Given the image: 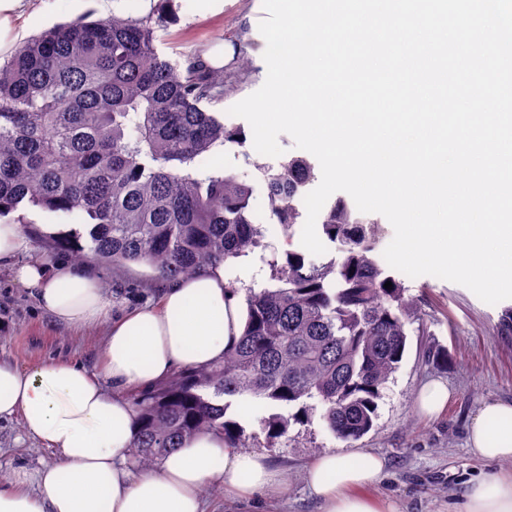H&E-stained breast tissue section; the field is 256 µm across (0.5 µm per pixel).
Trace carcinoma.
I'll return each instance as SVG.
<instances>
[{"label":"carcinoma","mask_w":512,"mask_h":512,"mask_svg":"<svg viewBox=\"0 0 512 512\" xmlns=\"http://www.w3.org/2000/svg\"><path fill=\"white\" fill-rule=\"evenodd\" d=\"M175 13L165 0L145 14L60 24L0 65V220L25 224L35 209L72 218L86 233L42 231L46 248L116 268L145 265L162 282L260 246L251 185L217 169L192 172L196 160L246 134L212 111L226 93L224 70L203 68L193 53L182 63L157 53L158 32ZM312 178L305 158L266 174L268 205L283 228L297 224L299 194ZM321 231L342 259L296 249L272 259L274 285L249 291L243 332L224 360L132 395L143 467L202 433L247 447L244 426L230 416L244 396L274 409L261 420L270 443L316 417L342 440L373 429L416 312L378 253L379 224L340 199Z\"/></svg>","instance_id":"carcinoma-1"}]
</instances>
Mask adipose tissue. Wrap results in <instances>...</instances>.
I'll return each mask as SVG.
<instances>
[{
    "label": "adipose tissue",
    "instance_id": "ef3b65f1",
    "mask_svg": "<svg viewBox=\"0 0 512 512\" xmlns=\"http://www.w3.org/2000/svg\"><path fill=\"white\" fill-rule=\"evenodd\" d=\"M35 11L36 0H0V55L23 38L19 22ZM27 247L21 225L0 223V266L11 268L53 323L110 325L99 378L74 364L23 371L0 361V420L22 416L57 456L35 473L16 472L11 487L0 489V512H204L200 491L216 480L241 501L286 487L263 453L228 447L211 433L184 441L156 468L135 475L125 466L136 421L120 390L146 389L175 369L220 362L241 336L245 304L225 290L223 269L167 283L156 303L111 319L96 278L48 258L19 262ZM467 433L475 455L512 461V401L485 402ZM386 468L371 452H326L312 459L307 481L320 512H396L368 493ZM30 482L36 493L26 491ZM463 500L464 512H512V472L469 481Z\"/></svg>",
    "mask_w": 512,
    "mask_h": 512
}]
</instances>
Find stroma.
Instances as JSON below:
<instances>
[{"label":"stroma","instance_id":"stroma-1","mask_svg":"<svg viewBox=\"0 0 512 512\" xmlns=\"http://www.w3.org/2000/svg\"><path fill=\"white\" fill-rule=\"evenodd\" d=\"M40 13L29 25L28 35L80 17L103 18L99 0H38ZM175 20L160 31L156 48L161 57L178 60L190 50L204 51L222 43L225 63L236 58L247 65L239 78L229 83L218 112L226 125L245 126L243 118L229 115V108L257 91L265 82L263 58L266 42L259 23L266 12L262 0H179ZM282 157L259 154L252 143L225 144L212 158L196 162L195 173L213 168L239 175L253 188L251 207L264 238L261 247L229 260L225 280L240 289L261 290L270 286L269 260L282 256L286 237L271 218L265 171H277L283 160L299 157L289 135L279 137ZM25 234L29 248L21 261L51 257L72 269L93 273L111 302L112 316L156 300L159 282L143 265L113 269L111 264L75 256L68 250L45 252L38 228L57 223V216L34 211L27 216ZM420 321L409 327L408 346L399 369L378 401L375 427L362 439L347 442L336 438L322 421L295 424L286 438L265 448L261 420L266 405L242 399L235 412L250 436L249 446L265 451L274 467L287 477V492L267 491L252 501H237L224 495L221 484L204 487L206 512H318L306 480V467L324 452L350 455L366 449L387 461L386 476L372 494L397 503L399 512H461L462 491L478 475L493 476L512 471V462H488L474 456L467 443L471 419L489 400H512V333L502 329L512 299L490 305L466 287L434 276L405 278ZM103 329H75L54 324L37 304L33 294L16 283L11 271L0 267V359L29 370L48 361H65L100 375L105 345ZM444 381L453 397L437 417L421 415L415 406L421 386L429 380ZM55 454L27 431L21 417L0 421V486L10 485L17 470L35 472L52 464Z\"/></svg>","mask_w":512,"mask_h":512}]
</instances>
